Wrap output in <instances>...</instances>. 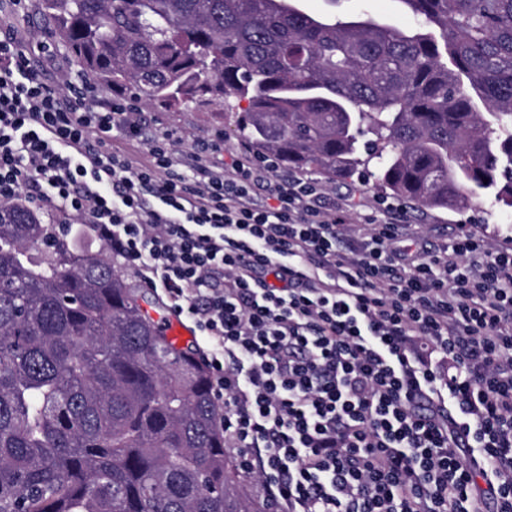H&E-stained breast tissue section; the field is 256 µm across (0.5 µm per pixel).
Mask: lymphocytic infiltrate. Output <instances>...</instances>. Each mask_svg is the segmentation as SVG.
<instances>
[{"label":"lymphocytic infiltrate","instance_id":"1","mask_svg":"<svg viewBox=\"0 0 512 512\" xmlns=\"http://www.w3.org/2000/svg\"><path fill=\"white\" fill-rule=\"evenodd\" d=\"M0 14V204L74 221L203 338L224 446L276 512H512V247L406 240L396 203L354 243L322 183L248 147L145 156L137 100L93 105Z\"/></svg>","mask_w":512,"mask_h":512}]
</instances>
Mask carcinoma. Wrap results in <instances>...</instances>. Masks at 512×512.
<instances>
[{"label":"carcinoma","mask_w":512,"mask_h":512,"mask_svg":"<svg viewBox=\"0 0 512 512\" xmlns=\"http://www.w3.org/2000/svg\"><path fill=\"white\" fill-rule=\"evenodd\" d=\"M404 31L280 0H40L94 82L167 107L245 100L283 164L394 197L512 207V0H399ZM0 205V512H267L239 491L208 371L114 262Z\"/></svg>","instance_id":"carcinoma-1"}]
</instances>
